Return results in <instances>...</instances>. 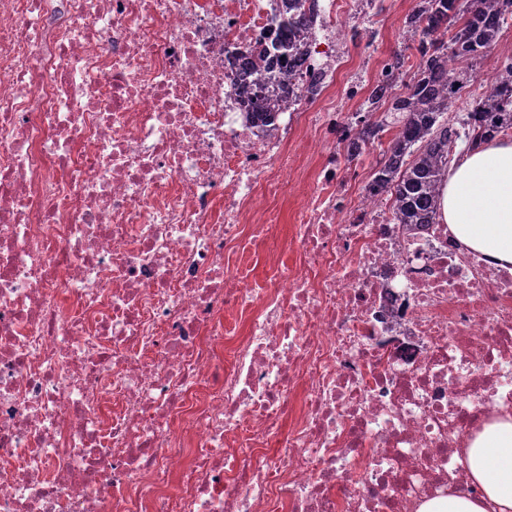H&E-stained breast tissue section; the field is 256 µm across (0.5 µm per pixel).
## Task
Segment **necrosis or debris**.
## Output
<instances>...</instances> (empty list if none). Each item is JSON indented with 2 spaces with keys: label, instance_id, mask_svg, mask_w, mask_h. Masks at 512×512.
<instances>
[{
  "label": "necrosis or debris",
  "instance_id": "necrosis-or-debris-1",
  "mask_svg": "<svg viewBox=\"0 0 512 512\" xmlns=\"http://www.w3.org/2000/svg\"><path fill=\"white\" fill-rule=\"evenodd\" d=\"M283 0H0V512H419L512 417V267L349 195L335 81L373 0H318L294 92L232 59ZM324 152L250 265L294 144ZM299 202V194L287 193L281 198L277 204L280 210L279 228L276 230V239L274 248L280 250L283 241L288 237V225L291 224V215Z\"/></svg>",
  "mask_w": 512,
  "mask_h": 512
}]
</instances>
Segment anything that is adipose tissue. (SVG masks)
Wrapping results in <instances>:
<instances>
[{"label":"adipose tissue","mask_w":512,"mask_h":512,"mask_svg":"<svg viewBox=\"0 0 512 512\" xmlns=\"http://www.w3.org/2000/svg\"><path fill=\"white\" fill-rule=\"evenodd\" d=\"M441 221L467 248L496 265H512V138L465 152L443 185ZM467 491L435 499L420 512H512V420L493 424L468 450Z\"/></svg>","instance_id":"1"}]
</instances>
